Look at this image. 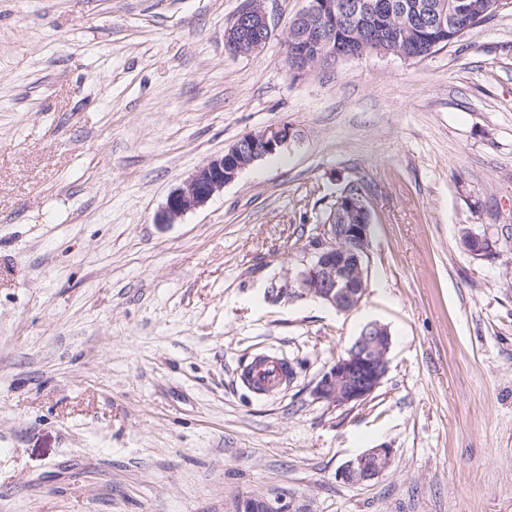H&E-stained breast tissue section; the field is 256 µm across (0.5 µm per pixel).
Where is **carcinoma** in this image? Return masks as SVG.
I'll return each instance as SVG.
<instances>
[{
	"mask_svg": "<svg viewBox=\"0 0 512 512\" xmlns=\"http://www.w3.org/2000/svg\"><path fill=\"white\" fill-rule=\"evenodd\" d=\"M391 19L380 24L361 9L351 7V0H336V55L360 57L383 53L405 59L423 58L448 46V29L441 28L439 15L448 14V0H382ZM475 6L468 16L455 22L456 37L481 26L497 14L500 0H469ZM306 25L294 19L289 27L288 66L298 71L307 67L305 59L293 54V47L303 41Z\"/></svg>",
	"mask_w": 512,
	"mask_h": 512,
	"instance_id": "1",
	"label": "carcinoma"
}]
</instances>
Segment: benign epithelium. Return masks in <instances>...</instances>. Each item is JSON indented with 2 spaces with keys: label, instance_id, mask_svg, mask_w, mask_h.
Masks as SVG:
<instances>
[{
  "label": "benign epithelium",
  "instance_id": "7a95c632",
  "mask_svg": "<svg viewBox=\"0 0 512 512\" xmlns=\"http://www.w3.org/2000/svg\"><path fill=\"white\" fill-rule=\"evenodd\" d=\"M264 0H247L240 21L228 27L225 41L239 47V52L258 51L265 43L270 29ZM335 8L333 0H311L302 12L309 20H322ZM297 132L287 124L271 125L258 132H250L236 140L224 154L209 159L175 189L168 197L160 214L162 224H174L186 214L202 207L216 193L236 180L239 173L253 164L277 153ZM371 215L365 195H350L344 200L339 215H331L320 225L314 246L313 259L297 278L298 287L288 294L310 296L340 313L356 309L366 294L368 248L371 223L338 224L336 217ZM346 246H336V238ZM465 249L476 257L495 253L491 241L467 233L462 239ZM391 334L387 326L370 322L344 354L322 374L314 388L316 399L332 406L362 403L380 387L388 371ZM393 449L388 445L370 448L346 461L336 477L351 484H363L380 477L390 466ZM241 512H292V505L280 501L249 499Z\"/></svg>",
  "mask_w": 512,
  "mask_h": 512
}]
</instances>
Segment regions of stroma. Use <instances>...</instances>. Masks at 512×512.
Segmentation results:
<instances>
[{
    "label": "stroma",
    "instance_id": "1",
    "mask_svg": "<svg viewBox=\"0 0 512 512\" xmlns=\"http://www.w3.org/2000/svg\"><path fill=\"white\" fill-rule=\"evenodd\" d=\"M245 3L0 0V512H512V0L428 57L298 76L308 0H265L269 40L236 54ZM283 123L297 139L157 223L211 156ZM354 183L366 297H288L311 260L293 242ZM371 321L381 386L316 400ZM260 352L287 389L241 383ZM381 444L382 476L337 479ZM299 20V17L294 19L289 27L287 39L285 41V43L288 44V51L286 49V52H288V66L291 69H296L297 71L304 70L309 65L306 63L305 59L292 53L293 47L299 45L303 41V36L308 31V26L300 23Z\"/></svg>",
    "mask_w": 512,
    "mask_h": 512
}]
</instances>
